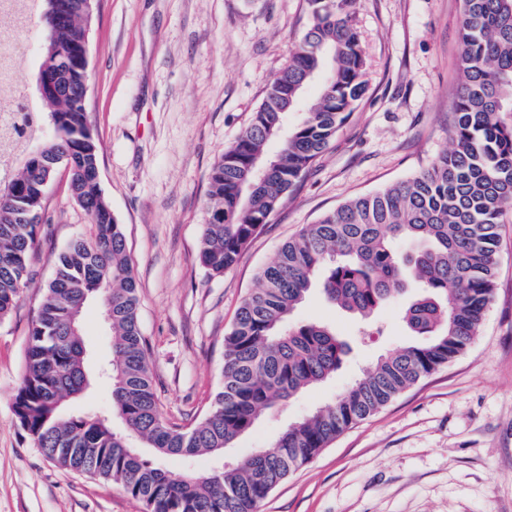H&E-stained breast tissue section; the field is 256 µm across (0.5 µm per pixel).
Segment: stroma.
Wrapping results in <instances>:
<instances>
[{
    "label": "stroma",
    "instance_id": "obj_1",
    "mask_svg": "<svg viewBox=\"0 0 512 512\" xmlns=\"http://www.w3.org/2000/svg\"><path fill=\"white\" fill-rule=\"evenodd\" d=\"M460 0H357L368 92L323 155L224 275L197 260L209 173L312 20L308 0H95L85 101L101 188L138 283L139 323L166 419L200 420L221 382L224 335L256 272L282 243L348 199L427 167L451 147ZM64 170L50 181L26 287L0 321V512H144L120 485L61 468L13 411L28 331L58 254L89 233ZM493 298L468 348L345 430L262 502L260 512H512V209L499 228ZM406 303L368 323L311 294L297 323L322 320L349 345L326 383L263 414L222 458H164L209 471L247 458L327 405L388 351L410 343ZM89 370L111 360L98 303L84 314Z\"/></svg>",
    "mask_w": 512,
    "mask_h": 512
}]
</instances>
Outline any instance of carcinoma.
Returning a JSON list of instances; mask_svg holds the SVG:
<instances>
[{
  "label": "carcinoma",
  "mask_w": 512,
  "mask_h": 512,
  "mask_svg": "<svg viewBox=\"0 0 512 512\" xmlns=\"http://www.w3.org/2000/svg\"><path fill=\"white\" fill-rule=\"evenodd\" d=\"M27 25H38V74H57L69 93L34 107L19 79L17 134L23 139L0 172V320L27 284L38 241L48 166L65 156L68 187L88 213L93 234L59 253L28 334L22 382L14 395L20 428L57 465L122 486L147 512H257L269 493L311 462L347 428L366 419L470 344L494 291L498 226L512 207V0H461L460 85L452 108L453 149L414 175L356 196L283 243L257 272L259 288L238 308L224 336L222 386L193 425L166 420L154 391L149 347L138 320V285L121 226L111 218L99 178V157L77 95L87 74L61 72L60 52L82 47L92 18L56 21L59 4L74 14L84 0H31ZM312 23L254 112L250 125L209 175L199 262L221 275L232 268L283 198L322 156L366 93L364 55L353 23L356 0H309ZM318 77L319 97L307 110L291 95ZM42 144L43 165L13 168ZM278 144L275 153L268 152ZM411 247L398 251V244ZM419 293L403 319L423 341L379 358L331 404L289 424L268 449L228 469L174 471L158 459L217 457L251 430L258 417L328 380L346 345L321 322L291 324L313 288L327 302L366 319L408 283ZM98 299L112 313L110 420L67 413L85 392L82 314ZM152 449L147 455L133 445Z\"/></svg>",
  "instance_id": "obj_1"
}]
</instances>
